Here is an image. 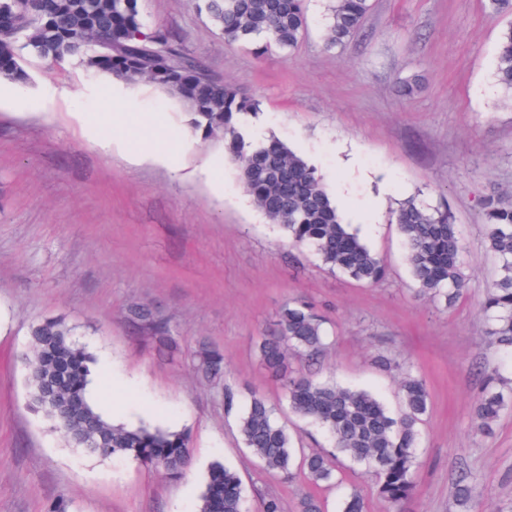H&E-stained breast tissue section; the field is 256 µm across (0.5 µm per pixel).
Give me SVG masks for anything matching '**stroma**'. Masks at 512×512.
Masks as SVG:
<instances>
[{
	"instance_id": "35a3bbf8",
	"label": "stroma",
	"mask_w": 512,
	"mask_h": 512,
	"mask_svg": "<svg viewBox=\"0 0 512 512\" xmlns=\"http://www.w3.org/2000/svg\"><path fill=\"white\" fill-rule=\"evenodd\" d=\"M333 5L306 0L297 45L260 55L227 46L202 0H139L148 24L170 30L213 79L260 99L246 132L283 140L318 171L384 262L372 286L289 243L239 182L223 142L193 134L187 108L149 83L38 59L26 64L29 83L0 80V512H44L57 500L68 512H196L216 460L240 475L250 512L268 495L283 512H297L306 495L339 512L354 489L365 512H512V410L488 432L472 417L484 374L512 373V355L489 342L480 308L496 278L482 200L512 190V106L495 80L505 20L489 0H370L361 28L330 49ZM406 82L412 94L402 93ZM50 86L68 98L49 100ZM114 100L129 121L146 122V134L181 142L174 162L140 157L136 139L119 131L101 148L94 117ZM411 198L448 209L458 226L469 288L453 308L419 296L410 275L396 212ZM299 296L320 307L333 336L314 366L321 378L371 390L394 412L399 382L375 356L409 360L427 383L417 493L400 507L346 462L332 484L271 476L244 448L236 412L194 374L199 341L215 342L226 386L264 394L304 447L328 448L289 412L254 352L280 307ZM135 304L168 321L176 350L159 353L150 329L128 320ZM56 317L95 354L91 396L120 404L113 423L188 432L180 477L84 456L28 409V332ZM460 483L474 488L464 507Z\"/></svg>"
}]
</instances>
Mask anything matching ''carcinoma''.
<instances>
[{"label": "carcinoma", "mask_w": 512, "mask_h": 512, "mask_svg": "<svg viewBox=\"0 0 512 512\" xmlns=\"http://www.w3.org/2000/svg\"><path fill=\"white\" fill-rule=\"evenodd\" d=\"M205 8L228 44H250L258 53L270 46L293 48L305 28V0H204ZM369 0H336L329 46L343 43L363 23ZM0 74L17 83L29 80L22 65L28 57L63 63L73 58L88 69L113 78L146 80L181 102L191 114V129L202 139H221L240 181L270 222L279 225L294 245L312 247L333 272L364 284L385 277L383 261L351 230L317 170L284 142L270 137L258 144L246 139L244 115L256 114L260 103L236 88L212 79L202 63L186 53L171 33L149 26L138 0H0ZM495 78L512 96V22L503 30ZM488 249L499 262V274L481 302L487 336L512 352V193L497 191L483 202ZM404 239L418 293L451 306L467 293L462 271L461 238L448 211L408 200L396 218ZM128 318L147 322L159 345L171 347L176 337L168 323L148 305H134ZM33 363L28 369V405L62 432L70 447L99 458H132L155 466L170 477L183 473L189 435L184 430L114 424L92 402L90 385L95 358L72 339L62 317L30 328ZM328 345L325 321L301 297L285 302L273 331L259 337L261 364L284 390L288 408L321 429L332 452H307L276 417L263 395L250 391L242 404L238 427L244 447L264 468L290 477L298 469L312 484L335 479L336 459L343 457L378 480L379 495L397 507L417 491L418 425L429 408V393L408 362L379 358L381 366L401 375L402 409L391 412L372 392L297 374L290 366L296 355L317 359ZM192 367L205 383L224 387L228 409L238 393L224 386V352L199 343ZM512 405V379L498 373L485 381L473 406L478 426H492ZM104 425L111 438L83 448L77 435L89 425ZM197 512H246L239 477L213 461L201 484Z\"/></svg>", "instance_id": "obj_1"}]
</instances>
